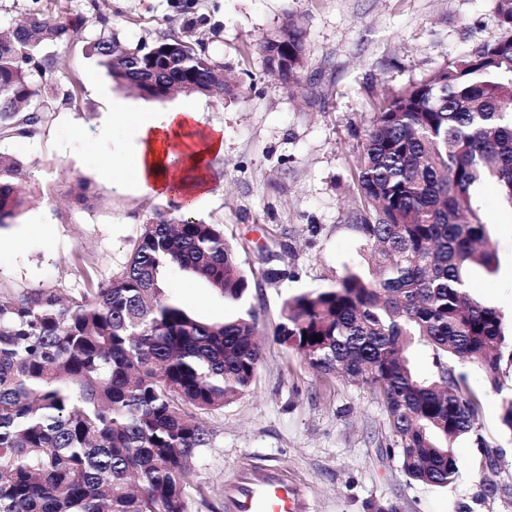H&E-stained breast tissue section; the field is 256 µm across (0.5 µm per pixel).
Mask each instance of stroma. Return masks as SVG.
Listing matches in <instances>:
<instances>
[{
  "mask_svg": "<svg viewBox=\"0 0 512 512\" xmlns=\"http://www.w3.org/2000/svg\"><path fill=\"white\" fill-rule=\"evenodd\" d=\"M499 0H60L64 17L84 18L73 41L50 47L56 86L36 80L48 121L35 132L0 138V155L19 160L28 204L0 227V289L52 288L80 296L85 273L108 282L155 212L178 218L171 200L120 192L102 180L113 144L129 145L132 126L102 127L113 98L133 111L190 107L194 129L224 132L213 156L209 196L196 219L221 225L248 280L227 303L195 275L169 270L166 294L204 321L254 311L263 357L249 393L202 414L210 447L195 458L191 512H224V483L248 464L276 467L299 482L312 512H512V437L500 424L502 396L475 366L485 447L454 445L456 484L408 480L378 396L362 384L309 368L273 331L286 299L335 283L364 263L366 242L352 223L355 158L376 103L478 48L512 38ZM305 32V66L289 85L264 66L261 43L287 18ZM131 46L190 31L223 71V98L179 94L157 99L121 86L90 50L104 30ZM81 88L79 105L60 92ZM89 188L77 199V182ZM472 204L498 256L494 274L475 273L470 292L512 326V204L484 183ZM271 269L281 278H268Z\"/></svg>",
  "mask_w": 512,
  "mask_h": 512,
  "instance_id": "obj_1",
  "label": "stroma"
}]
</instances>
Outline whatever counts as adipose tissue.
I'll use <instances>...</instances> for the list:
<instances>
[{"instance_id": "adipose-tissue-1", "label": "adipose tissue", "mask_w": 512, "mask_h": 512, "mask_svg": "<svg viewBox=\"0 0 512 512\" xmlns=\"http://www.w3.org/2000/svg\"><path fill=\"white\" fill-rule=\"evenodd\" d=\"M198 119L190 108L143 112L130 147L112 157V186L172 197L190 211L208 196L207 169L223 154L221 131L193 140L186 129Z\"/></svg>"}]
</instances>
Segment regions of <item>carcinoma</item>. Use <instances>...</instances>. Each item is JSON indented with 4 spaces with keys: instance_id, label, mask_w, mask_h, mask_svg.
<instances>
[{
    "instance_id": "carcinoma-1",
    "label": "carcinoma",
    "mask_w": 512,
    "mask_h": 512,
    "mask_svg": "<svg viewBox=\"0 0 512 512\" xmlns=\"http://www.w3.org/2000/svg\"><path fill=\"white\" fill-rule=\"evenodd\" d=\"M47 13L0 36V138L29 133L49 109L32 72L53 75L43 48L79 24ZM286 83L304 67V30L290 17L261 45ZM91 51L112 79L154 98L228 87L205 51L167 34L129 48L103 36ZM512 39L464 55L378 103L356 158L353 219L371 269L286 300L274 331L311 368L368 386L381 400L404 474L455 483L454 443L484 445L483 403L458 361L503 390L512 343L502 316L469 291L474 267L498 257L471 190L495 183L512 203ZM25 176L0 155V227L24 204ZM191 272L224 300L248 288L218 224L161 211L143 225L106 283L64 300L50 288L0 290V512H188L192 460L210 447L199 415L247 394L262 360L255 315L196 318L161 286L165 270ZM319 340L312 341L313 336ZM432 349L435 371L409 355Z\"/></svg>"
}]
</instances>
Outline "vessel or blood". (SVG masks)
I'll list each match as a JSON object with an SVG mask.
<instances>
[{
  "label": "vessel or blood",
  "instance_id": "b4317fda",
  "mask_svg": "<svg viewBox=\"0 0 512 512\" xmlns=\"http://www.w3.org/2000/svg\"><path fill=\"white\" fill-rule=\"evenodd\" d=\"M224 512H311V504L276 468L248 467L227 484Z\"/></svg>",
  "mask_w": 512,
  "mask_h": 512
}]
</instances>
